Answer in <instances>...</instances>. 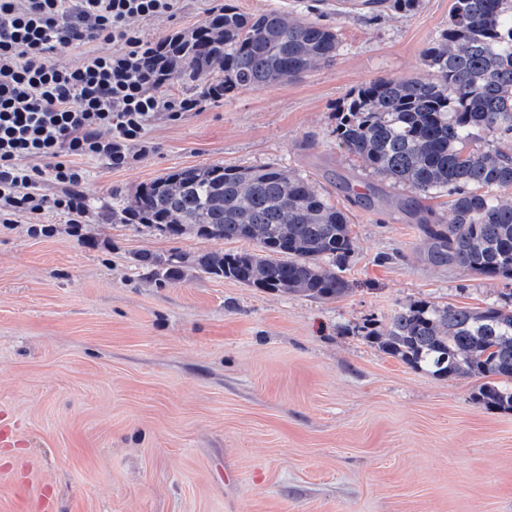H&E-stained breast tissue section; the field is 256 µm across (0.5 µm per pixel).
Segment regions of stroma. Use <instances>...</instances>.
I'll return each instance as SVG.
<instances>
[{
    "instance_id": "obj_1",
    "label": "stroma",
    "mask_w": 512,
    "mask_h": 512,
    "mask_svg": "<svg viewBox=\"0 0 512 512\" xmlns=\"http://www.w3.org/2000/svg\"><path fill=\"white\" fill-rule=\"evenodd\" d=\"M231 2L245 14L312 12L339 50L306 76L161 111L152 148L115 167L81 160L87 210L0 224V503L25 512H512V412L478 402L481 378L439 379L357 336L417 300L471 307L512 292L428 262L389 186L336 144V107L370 81L411 76L453 0L402 17L340 15L336 0H179L136 19L161 40ZM275 165L348 217L350 290L332 300L252 288L184 266L151 277L142 253L247 249L116 224L112 207L168 170ZM374 187L373 206L355 194ZM51 236L33 234L34 223Z\"/></svg>"
}]
</instances>
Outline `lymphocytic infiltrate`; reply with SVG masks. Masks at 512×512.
Listing matches in <instances>:
<instances>
[{
    "label": "lymphocytic infiltrate",
    "mask_w": 512,
    "mask_h": 512,
    "mask_svg": "<svg viewBox=\"0 0 512 512\" xmlns=\"http://www.w3.org/2000/svg\"><path fill=\"white\" fill-rule=\"evenodd\" d=\"M177 0H0V223L49 209L79 223L86 210L84 171L75 160L94 157L120 167L132 148L148 151L145 130L160 110L191 112L197 99L160 96L163 74L145 70L160 42L128 23L173 14ZM98 40L116 51L93 50L80 61L57 53ZM111 137H104V130ZM61 195L36 192L42 176Z\"/></svg>",
    "instance_id": "lymphocytic-infiltrate-1"
}]
</instances>
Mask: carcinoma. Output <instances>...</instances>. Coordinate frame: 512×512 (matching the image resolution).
Masks as SVG:
<instances>
[{
	"label": "carcinoma",
	"instance_id": "cac0c4a2",
	"mask_svg": "<svg viewBox=\"0 0 512 512\" xmlns=\"http://www.w3.org/2000/svg\"><path fill=\"white\" fill-rule=\"evenodd\" d=\"M366 17L409 16L419 0H359ZM146 61L193 87L205 75L214 99L242 89L299 79L336 59L334 27L318 16L257 15L233 5L164 41ZM426 70L378 79L339 104L336 144L392 186L447 193L452 218L417 225L427 259L489 278L512 280V154L475 144L481 131L512 139V0H453L448 24L422 51ZM168 238L245 241L252 250L193 259L209 274L284 294L335 299L347 282L352 251L346 214L311 184L276 166L209 164L170 170L144 185L132 204L112 211ZM151 276L170 273L186 256L143 253ZM357 335L414 371L453 379L481 377L477 399L512 411V293L483 307L418 300L396 308Z\"/></svg>",
	"mask_w": 512,
	"mask_h": 512
}]
</instances>
